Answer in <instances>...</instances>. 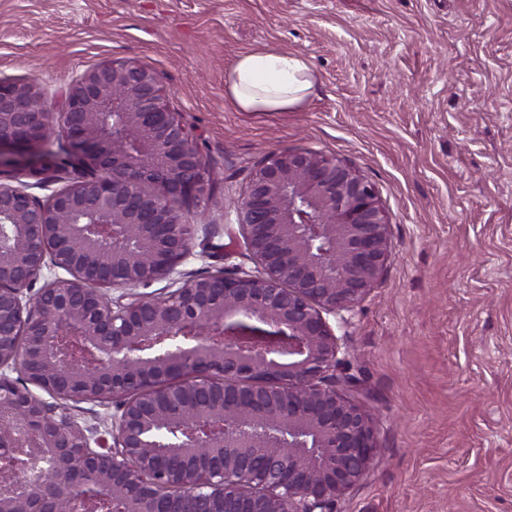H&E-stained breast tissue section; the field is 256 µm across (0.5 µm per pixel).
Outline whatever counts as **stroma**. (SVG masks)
I'll use <instances>...</instances> for the list:
<instances>
[{"mask_svg": "<svg viewBox=\"0 0 512 512\" xmlns=\"http://www.w3.org/2000/svg\"><path fill=\"white\" fill-rule=\"evenodd\" d=\"M257 50L307 59L301 108L225 97ZM124 57L217 175L183 275L246 264L233 203L272 151L336 155L380 192L393 255L336 371L378 453L336 512H512V0H0L1 76L55 95Z\"/></svg>", "mask_w": 512, "mask_h": 512, "instance_id": "stroma-1", "label": "stroma"}]
</instances>
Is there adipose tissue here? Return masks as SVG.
<instances>
[{"mask_svg":"<svg viewBox=\"0 0 512 512\" xmlns=\"http://www.w3.org/2000/svg\"><path fill=\"white\" fill-rule=\"evenodd\" d=\"M314 87L304 58L278 51L238 56L224 73V94L241 112H285L301 106Z\"/></svg>","mask_w":512,"mask_h":512,"instance_id":"obj_1","label":"adipose tissue"}]
</instances>
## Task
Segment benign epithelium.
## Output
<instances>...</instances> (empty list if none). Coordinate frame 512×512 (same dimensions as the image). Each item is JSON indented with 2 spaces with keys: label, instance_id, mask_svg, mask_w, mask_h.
Here are the masks:
<instances>
[{
  "label": "benign epithelium",
  "instance_id": "benign-epithelium-1",
  "mask_svg": "<svg viewBox=\"0 0 512 512\" xmlns=\"http://www.w3.org/2000/svg\"><path fill=\"white\" fill-rule=\"evenodd\" d=\"M212 182L139 59L57 100L0 77V512H73L90 482L121 512H336L368 472L375 419L338 387L327 316L347 324L391 259L378 188L333 154L274 151L234 207L253 267L186 279V212Z\"/></svg>",
  "mask_w": 512,
  "mask_h": 512
}]
</instances>
